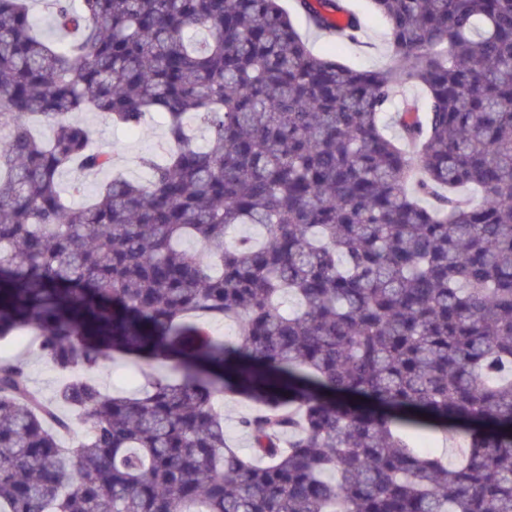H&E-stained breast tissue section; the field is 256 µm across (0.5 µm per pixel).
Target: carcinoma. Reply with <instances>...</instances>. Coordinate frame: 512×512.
I'll list each match as a JSON object with an SVG mask.
<instances>
[{"label": "carcinoma", "instance_id": "1", "mask_svg": "<svg viewBox=\"0 0 512 512\" xmlns=\"http://www.w3.org/2000/svg\"><path fill=\"white\" fill-rule=\"evenodd\" d=\"M371 3L391 54L358 70L282 0H47L55 39L0 0V339L64 378L0 362V512H512V0ZM295 6L357 39L343 0ZM89 111L156 112L169 149L75 205L62 171L112 170ZM110 355L148 389L102 391ZM0 361L25 362L28 365L33 390L44 398L54 397L61 379L41 356L37 340L24 343L13 342L8 348L0 350ZM224 410V434L227 444L239 448L242 452L249 451V440L239 426V420L252 412L253 403L240 396H224L221 399ZM461 442L449 439L444 434H434L426 438L421 447L432 454L440 455L449 462L456 460L457 448H460Z\"/></svg>", "mask_w": 512, "mask_h": 512}]
</instances>
